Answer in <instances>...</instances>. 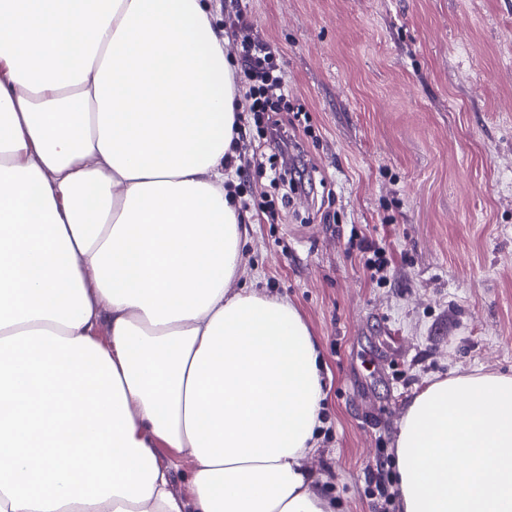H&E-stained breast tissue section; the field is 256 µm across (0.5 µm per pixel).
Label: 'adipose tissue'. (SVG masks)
<instances>
[{
	"label": "adipose tissue",
	"mask_w": 512,
	"mask_h": 512,
	"mask_svg": "<svg viewBox=\"0 0 512 512\" xmlns=\"http://www.w3.org/2000/svg\"><path fill=\"white\" fill-rule=\"evenodd\" d=\"M240 99L206 0H0V512H333L319 344L234 286ZM395 454L401 512H512V377L432 383Z\"/></svg>",
	"instance_id": "1"
}]
</instances>
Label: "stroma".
<instances>
[{
    "label": "stroma",
    "instance_id": "35a3bbf8",
    "mask_svg": "<svg viewBox=\"0 0 512 512\" xmlns=\"http://www.w3.org/2000/svg\"><path fill=\"white\" fill-rule=\"evenodd\" d=\"M226 33L280 54L279 119L313 191L280 198L238 139L248 231L236 287L294 303L323 356L327 399L309 467L336 512H399L370 475H396L406 405L429 382L512 376V0H209ZM384 244L383 282L357 248Z\"/></svg>",
    "mask_w": 512,
    "mask_h": 512
}]
</instances>
